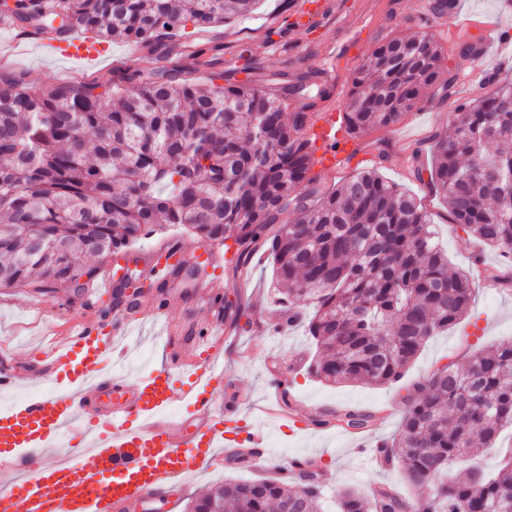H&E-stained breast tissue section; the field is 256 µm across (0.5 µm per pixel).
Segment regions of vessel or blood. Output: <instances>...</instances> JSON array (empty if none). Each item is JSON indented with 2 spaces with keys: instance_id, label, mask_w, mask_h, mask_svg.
<instances>
[{
  "instance_id": "1",
  "label": "vessel or blood",
  "mask_w": 512,
  "mask_h": 512,
  "mask_svg": "<svg viewBox=\"0 0 512 512\" xmlns=\"http://www.w3.org/2000/svg\"><path fill=\"white\" fill-rule=\"evenodd\" d=\"M325 10L324 0H301L291 21L304 27ZM52 46L58 57L86 64L104 54L93 39L75 33ZM339 117L336 106L328 105L309 129L325 171L354 164L361 153ZM187 257L183 248H170L156 267L160 280L172 284ZM233 329L229 317L205 328L184 363L187 382L181 386L165 368L138 380L103 375L104 364L120 361L128 350L123 326L103 332L82 325L53 344L43 355L52 389L0 412V472L9 476L0 484V512L17 502L21 512H145L160 503L167 481L233 459L266 463L264 433L225 430L215 409L223 394L217 371ZM109 388L116 398L97 406ZM178 402L192 407V419H168Z\"/></svg>"
}]
</instances>
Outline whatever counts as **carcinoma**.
<instances>
[{"mask_svg":"<svg viewBox=\"0 0 512 512\" xmlns=\"http://www.w3.org/2000/svg\"><path fill=\"white\" fill-rule=\"evenodd\" d=\"M257 0H13L0 21L61 38L141 46L160 65L121 69L112 81L81 78L52 88L3 71L0 89V289H70L145 229L193 233L236 245L237 270L272 258L280 312L313 340L311 372L331 385L397 382L425 342L460 323L472 288L449 267L430 215L379 167L322 183L307 127L325 99L312 74L255 85L216 70L194 36L253 10ZM444 47L421 32L394 37L353 71L342 119L348 134L392 126L440 84ZM209 72L206 83L196 81ZM221 78L224 85L215 80ZM302 99L292 111L290 102ZM449 132L434 135L430 184L448 221L512 258V81L460 101ZM398 433L372 449L399 464L397 488L340 492L337 512H512V457L495 473L461 468L474 439L496 445L512 426V339L444 366L416 388ZM373 414L327 409L310 418L367 431ZM314 479H239L191 500L188 512H318Z\"/></svg>","mask_w":512,"mask_h":512,"instance_id":"obj_1","label":"carcinoma"}]
</instances>
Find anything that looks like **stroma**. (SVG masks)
Returning <instances> with one entry per match:
<instances>
[{
	"label": "stroma",
	"instance_id": "1",
	"mask_svg": "<svg viewBox=\"0 0 512 512\" xmlns=\"http://www.w3.org/2000/svg\"><path fill=\"white\" fill-rule=\"evenodd\" d=\"M339 9L321 16L316 27L293 29L274 42L263 40L266 29L282 26L284 19L298 7L299 0H261L254 12L238 16L205 35L206 46L223 45V66L238 67L237 51L246 46L252 50L251 78L265 82L277 71L302 75L320 71L324 81L349 90L351 75L360 57L379 42L394 36L419 33V13L429 11L432 0H340ZM433 33L441 36L448 52L445 67L457 73L458 96L470 100L491 92L488 75L512 80V52H488L483 59L462 57L458 51V35L446 25L436 24ZM124 65L147 73L155 65L141 47L133 42L111 43L96 69L101 80L112 77L116 66ZM10 67L32 83L54 86L66 83L80 73V66L57 57L49 46L28 47L12 60ZM453 101L443 100L439 86L430 87L419 105L398 124L379 129L362 140L363 145L378 142L394 157L383 167L388 180L402 185L417 196L431 214L441 233L442 243L452 267L473 270L474 254L484 262L496 265V250L478 247L455 226L449 224L446 204L441 196L431 193L426 182L414 179L403 157L415 148L427 149L431 134L448 130L455 112ZM177 244L204 253L208 261L201 266L195 280L177 278L172 292L151 289L139 296L133 314L126 319L133 343L121 366L128 378L140 377L145 370L160 367L178 369L193 341L213 316L209 301L198 289L199 282L219 278L230 286L233 276L224 268V249L200 244L195 237L173 228L152 232L122 252L121 262H109L113 276H121L125 266L134 264L137 256L154 254L160 246ZM253 278L251 308L237 326V341L224 350L223 374L226 379L224 397L218 407L225 417L240 424L262 427L269 443L277 445L288 457L311 456L321 467L336 473L333 487L324 492L323 508L332 512L340 489L354 486L367 491L382 482H399L397 469L375 466L367 453L360 451V440L333 428H317L306 420L325 408L348 407L374 412L371 424L375 436L393 438L400 426L402 411L416 384L425 382L435 371L452 364L464 367L475 351L486 349L512 338V284L473 280L472 300L466 322L431 338L410 364L402 379L390 386H341L321 383L307 371L313 350L302 330H281L271 335L265 330L267 320L277 315V291L273 284L270 258L261 257L251 263ZM109 294L90 286L82 294L59 291L36 293L27 289L0 290V340H5L14 363L16 389L10 399L27 396L44 385L45 378L34 362L38 351L46 349L51 338H65L83 320L108 327L110 320L101 313ZM163 301V315H153L156 302ZM291 382L288 410L293 420L264 414L275 398L271 382L276 376ZM248 464L239 463L207 470L186 478L171 487L167 495L172 502L170 512H185L191 499L200 497L214 486L239 479L256 478Z\"/></svg>",
	"mask_w": 512,
	"mask_h": 512
}]
</instances>
